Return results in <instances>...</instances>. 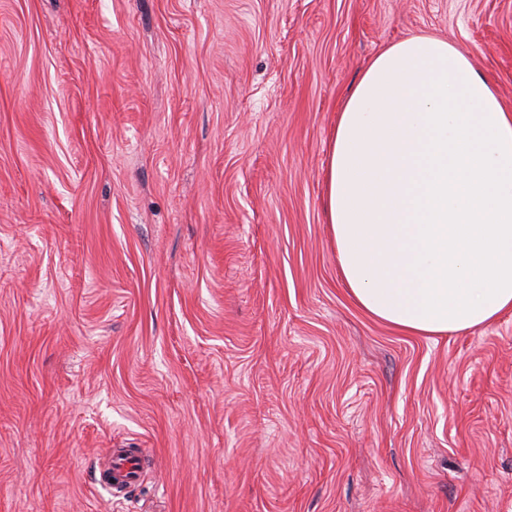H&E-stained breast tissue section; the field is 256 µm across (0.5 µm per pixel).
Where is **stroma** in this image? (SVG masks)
Listing matches in <instances>:
<instances>
[{
	"mask_svg": "<svg viewBox=\"0 0 512 512\" xmlns=\"http://www.w3.org/2000/svg\"><path fill=\"white\" fill-rule=\"evenodd\" d=\"M416 34L512 110V0H0V512H512V311L400 333L327 222ZM143 459L130 448H113L112 460L108 468L100 471L98 484L111 492L113 487H135L138 484Z\"/></svg>",
	"mask_w": 512,
	"mask_h": 512,
	"instance_id": "1",
	"label": "stroma"
}]
</instances>
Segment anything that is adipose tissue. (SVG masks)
<instances>
[{
    "instance_id": "obj_1",
    "label": "adipose tissue",
    "mask_w": 512,
    "mask_h": 512,
    "mask_svg": "<svg viewBox=\"0 0 512 512\" xmlns=\"http://www.w3.org/2000/svg\"><path fill=\"white\" fill-rule=\"evenodd\" d=\"M326 208L373 318L445 336L512 310V113L447 40L376 55L340 105Z\"/></svg>"
}]
</instances>
